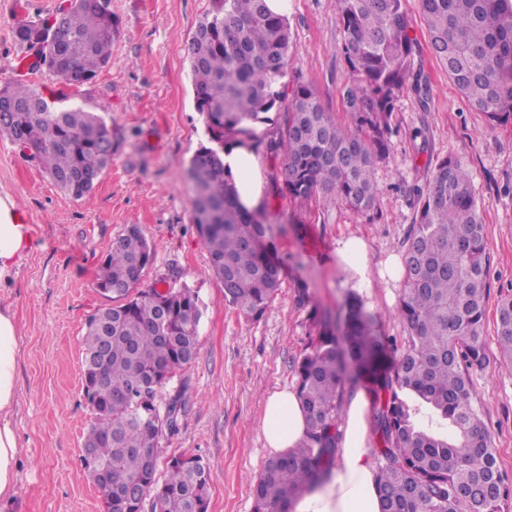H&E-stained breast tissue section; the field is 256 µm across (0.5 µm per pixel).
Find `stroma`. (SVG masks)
<instances>
[{"label": "stroma", "mask_w": 512, "mask_h": 512, "mask_svg": "<svg viewBox=\"0 0 512 512\" xmlns=\"http://www.w3.org/2000/svg\"><path fill=\"white\" fill-rule=\"evenodd\" d=\"M59 0H0V84L20 79L13 28L47 15ZM296 52L289 72L314 88L337 120H345L343 88L352 74L341 54L336 0H288ZM211 0H112V62L74 94L75 104L102 115L112 128V163L92 193L74 199L36 161L0 138V196L24 209L34 250L0 286L21 336L19 406L14 423L22 454L16 488L0 512H103L101 496L81 465L91 416L81 384L85 323L110 297L95 286L98 266L127 226L139 225L153 248L141 287L169 271L205 304L196 360L169 385L184 391L179 429L163 435L160 456L199 455L210 465L208 512H253L251 488L272 452L262 420L267 397L295 384L293 364L307 348L309 308L295 289L307 283L321 308L337 310L350 287L334 251L342 236L368 247L372 286L363 292L377 318L375 332L403 340L397 314L401 286L377 269L403 255L416 208L411 186L425 184L436 160L452 156L470 170L482 204L490 299L512 295V121L490 125L449 80L433 56L418 0H406L419 48L415 68L428 76L427 105L403 93L390 118L391 150L375 170L372 209L356 213L317 199L297 205L276 190L281 159L255 152L262 193L258 207L284 260L282 287L264 316L248 321L224 299L209 273V255L191 222L186 171L207 139L196 112L188 47ZM474 395L512 481V371L473 376Z\"/></svg>", "instance_id": "obj_1"}]
</instances>
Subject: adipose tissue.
<instances>
[{"label":"adipose tissue","instance_id":"1","mask_svg":"<svg viewBox=\"0 0 512 512\" xmlns=\"http://www.w3.org/2000/svg\"><path fill=\"white\" fill-rule=\"evenodd\" d=\"M224 163L237 183L246 207L259 199L260 184L254 175V157L247 148L236 146L225 152ZM32 244L30 228L21 224L15 203L0 197V283L10 282L27 258ZM367 245L363 238L348 236L336 242V261L346 272L355 290L369 288L366 264ZM20 336L9 306H0V498L12 495L15 469L20 454L13 415L18 403L16 370ZM263 436L277 454L299 446L309 431L305 413L295 390L284 389L269 395L263 418ZM342 433L337 466L321 486L304 491L294 502L293 512H381L375 465L369 449L368 401L357 394L349 403L340 426Z\"/></svg>","mask_w":512,"mask_h":512}]
</instances>
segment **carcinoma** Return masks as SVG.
I'll return each mask as SVG.
<instances>
[{
    "instance_id": "carcinoma-1",
    "label": "carcinoma",
    "mask_w": 512,
    "mask_h": 512,
    "mask_svg": "<svg viewBox=\"0 0 512 512\" xmlns=\"http://www.w3.org/2000/svg\"><path fill=\"white\" fill-rule=\"evenodd\" d=\"M342 54L354 79L345 86L348 120L340 123L306 83L288 81L295 51L288 19L266 0H212L189 46L194 102L208 143L189 162L192 223L225 300L248 320L263 317L281 288V262L259 210L239 201L224 149L249 140L282 156V195L297 202L331 198L372 208L374 171L388 154L395 103L411 89L420 103L430 87L412 73L417 42L404 0H338ZM432 52L448 78L492 125L512 120V0H420ZM51 18L19 20L13 39L27 43ZM63 42L44 45L46 73L68 88L74 74L96 77L112 59V0H72ZM17 111L0 115V137L25 149L66 194H90L112 163V129L80 106L59 107L37 85L0 87ZM283 111L279 137L255 128ZM417 211L402 257L398 314L408 336L393 373L375 316L350 296L331 322L312 307L316 335L294 363L296 393L310 434L269 459L252 488L253 512H291L295 498L324 481L336 463L339 402L345 377L375 385L377 480L382 512H506L512 483L500 470L474 397L472 376L487 366L486 308L490 254L471 174L455 157L435 164L413 186ZM152 261L138 226L125 230L102 260L96 286L112 306L86 322L81 360L92 414L86 433L104 471L103 512H208L210 469L199 456L171 457L159 473L163 433L178 429L186 401L164 390L196 359L203 304L177 284L140 289ZM499 356L512 370V296L498 302Z\"/></svg>"
}]
</instances>
